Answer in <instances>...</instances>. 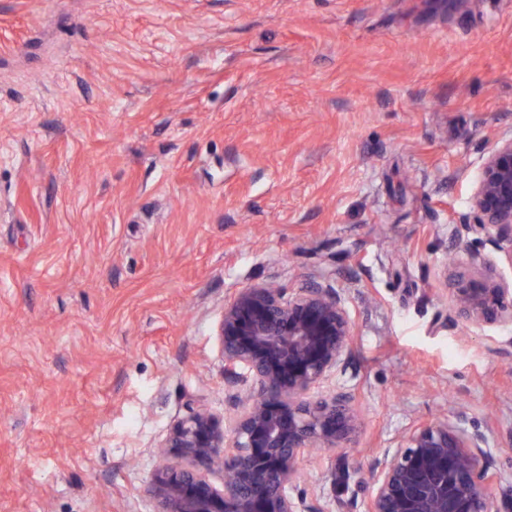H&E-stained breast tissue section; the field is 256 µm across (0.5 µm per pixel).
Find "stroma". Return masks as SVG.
<instances>
[{
	"label": "stroma",
	"mask_w": 512,
	"mask_h": 512,
	"mask_svg": "<svg viewBox=\"0 0 512 512\" xmlns=\"http://www.w3.org/2000/svg\"><path fill=\"white\" fill-rule=\"evenodd\" d=\"M509 130L512 0H0V512H153L171 425L237 411L214 333L261 281L355 323L361 430L309 495L363 512L451 407L512 483V326L460 333L445 275Z\"/></svg>",
	"instance_id": "1"
}]
</instances>
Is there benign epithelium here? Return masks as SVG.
Segmentation results:
<instances>
[{
  "mask_svg": "<svg viewBox=\"0 0 512 512\" xmlns=\"http://www.w3.org/2000/svg\"><path fill=\"white\" fill-rule=\"evenodd\" d=\"M470 231L485 239H465ZM454 234L468 258L451 277L456 324L511 326L512 283L493 275L485 248L512 264V132L487 151ZM216 336L224 385L243 411L226 422L199 405L172 425L145 489L154 512H328L298 486L299 464L342 447L361 426L350 388L317 394L344 372L355 336L343 293L319 281L238 288ZM491 460L487 435L460 412L420 421L374 457L365 512H512V484ZM218 464L220 488L206 476Z\"/></svg>",
  "mask_w": 512,
  "mask_h": 512,
  "instance_id": "benign-epithelium-1",
  "label": "benign epithelium"
}]
</instances>
